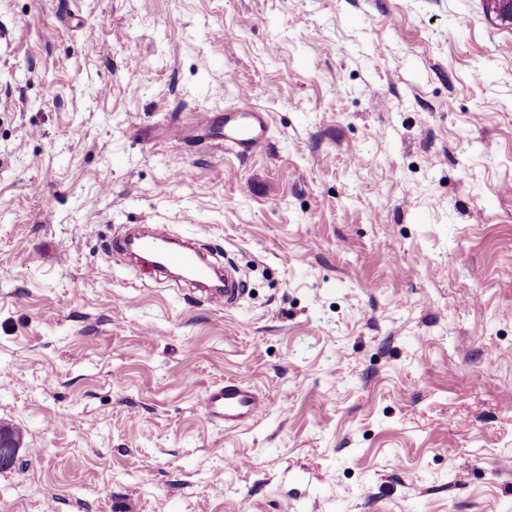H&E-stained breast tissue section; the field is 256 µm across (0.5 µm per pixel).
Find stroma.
<instances>
[{"mask_svg":"<svg viewBox=\"0 0 512 512\" xmlns=\"http://www.w3.org/2000/svg\"><path fill=\"white\" fill-rule=\"evenodd\" d=\"M487 3L0 0V512H512ZM246 103L250 156L195 122ZM143 225L244 295L131 266ZM229 380L272 401L249 427L200 411ZM243 291V284L241 281L235 279H224L223 288H215L208 290V299L215 305H223L224 307L231 304Z\"/></svg>","mask_w":512,"mask_h":512,"instance_id":"obj_1","label":"stroma"}]
</instances>
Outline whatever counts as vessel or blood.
Here are the masks:
<instances>
[{"mask_svg":"<svg viewBox=\"0 0 512 512\" xmlns=\"http://www.w3.org/2000/svg\"><path fill=\"white\" fill-rule=\"evenodd\" d=\"M198 125L224 127V145L237 155L253 154L266 140L270 129V115L252 105L225 109L223 115L199 113ZM159 269L186 271L195 286H209L208 298L216 305L231 304L243 291L242 282L223 279L217 267L193 245L180 242L169 247L158 263ZM268 407L265 399L234 381L209 389L200 403V409L208 419L231 427L246 425Z\"/></svg>","mask_w":512,"mask_h":512,"instance_id":"obj_1","label":"vessel or blood"}]
</instances>
